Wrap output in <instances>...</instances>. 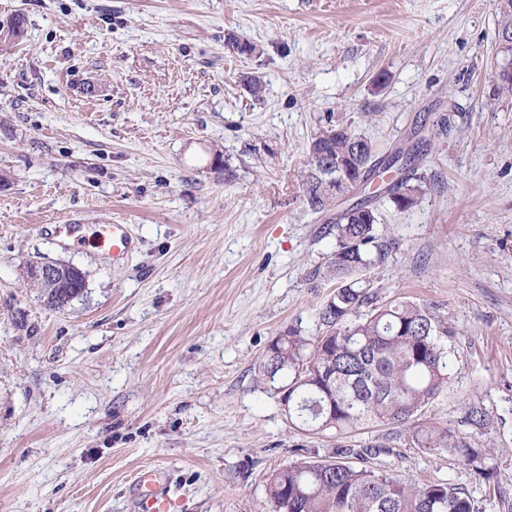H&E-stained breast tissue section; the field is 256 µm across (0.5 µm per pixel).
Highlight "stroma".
<instances>
[{
  "label": "stroma",
  "instance_id": "stroma-1",
  "mask_svg": "<svg viewBox=\"0 0 512 512\" xmlns=\"http://www.w3.org/2000/svg\"><path fill=\"white\" fill-rule=\"evenodd\" d=\"M500 0H0L26 37L0 49V512H139L144 471L170 512H260L272 472L336 440L293 427L283 378L259 362L288 330L315 335L335 245L302 197L326 121L380 153L430 142L421 203L379 198L396 242L364 277L382 300L437 306L448 389L416 417L457 426L512 490V96ZM234 35L262 54L224 47ZM258 76L253 100L242 85ZM226 168L214 165V157ZM125 224L116 259L98 239ZM80 268L49 306L29 263ZM403 478L468 488L454 456L393 438ZM104 239L112 242V256L116 259H121L123 256L132 249L133 240L131 235L127 232V225L125 224H109L103 230Z\"/></svg>",
  "mask_w": 512,
  "mask_h": 512
}]
</instances>
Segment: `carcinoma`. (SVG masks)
<instances>
[{
  "instance_id": "obj_1",
  "label": "carcinoma",
  "mask_w": 512,
  "mask_h": 512,
  "mask_svg": "<svg viewBox=\"0 0 512 512\" xmlns=\"http://www.w3.org/2000/svg\"><path fill=\"white\" fill-rule=\"evenodd\" d=\"M0 42L24 37V21L15 19ZM341 158L349 179L365 185L394 170L388 192L399 210L420 204L418 188L409 184L418 163L395 167L397 155L377 157L374 144L349 128L331 123L321 127L312 148ZM325 159L311 155L303 182L308 208L325 217L336 245L326 271L338 281L333 296L318 312L319 333L303 336L295 329L268 347L259 370L270 380L288 375V421L313 434L336 438L335 457L309 456L273 472L265 484V501L272 512H485L471 492L446 479L420 483L400 478L383 458L393 449L363 444L357 436L374 425L391 427V434L410 432L417 448L446 452L483 482L493 477L487 465L489 450L472 437L487 428L490 417L479 404L470 405L463 429L436 424L412 425L414 416L448 386L449 351L443 338L451 330L434 308L412 301L377 303L370 284L358 274L382 260L390 239L377 233L375 209L369 201L355 209L335 212L336 201L323 190ZM364 305L371 310L363 314Z\"/></svg>"
}]
</instances>
